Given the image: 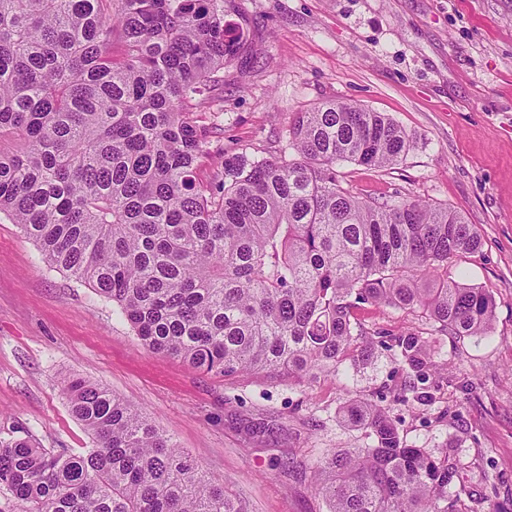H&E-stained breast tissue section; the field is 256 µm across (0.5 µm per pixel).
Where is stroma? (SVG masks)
Here are the masks:
<instances>
[{
	"instance_id": "stroma-1",
	"label": "stroma",
	"mask_w": 512,
	"mask_h": 512,
	"mask_svg": "<svg viewBox=\"0 0 512 512\" xmlns=\"http://www.w3.org/2000/svg\"><path fill=\"white\" fill-rule=\"evenodd\" d=\"M238 61L200 111L211 148L286 156L295 113L327 100L388 115L407 132L398 164L344 162V186L365 200L420 198L463 214L482 238L449 278L492 297L490 330L453 336L403 308L356 312L372 355L311 381L196 370L148 351L118 308L48 266L0 214V436L29 433L71 454L94 438L71 413L81 378L129 401L250 512H326L310 467L327 448H362L347 426L353 401L386 409L403 444L459 462L458 512H512V0H232ZM427 345L429 396L405 397L408 368L381 336ZM291 457L295 466L278 468Z\"/></svg>"
}]
</instances>
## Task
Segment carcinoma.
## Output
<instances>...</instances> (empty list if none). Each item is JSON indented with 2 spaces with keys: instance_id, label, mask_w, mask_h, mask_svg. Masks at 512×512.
Wrapping results in <instances>:
<instances>
[{
  "instance_id": "cac0c4a2",
  "label": "carcinoma",
  "mask_w": 512,
  "mask_h": 512,
  "mask_svg": "<svg viewBox=\"0 0 512 512\" xmlns=\"http://www.w3.org/2000/svg\"><path fill=\"white\" fill-rule=\"evenodd\" d=\"M229 11L228 0H0V214L45 263L115 303L149 351L206 373L334 374L357 351L365 303L485 333L491 296L444 273L481 246L475 225L419 200H362L339 180V162L406 154L408 134L386 115L327 101L292 123L299 160L224 154L222 178L199 182L213 155L191 102L244 48ZM396 346L417 396L425 341ZM67 390L96 447L0 439V512H247L131 403L80 378ZM343 420L372 445L328 448L315 464L328 512H453L457 460L405 447L370 402Z\"/></svg>"
}]
</instances>
